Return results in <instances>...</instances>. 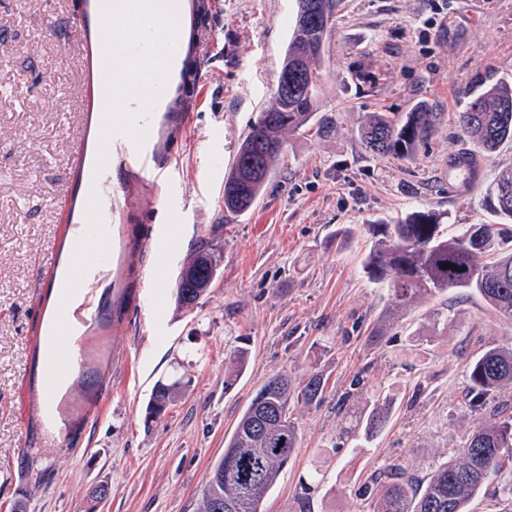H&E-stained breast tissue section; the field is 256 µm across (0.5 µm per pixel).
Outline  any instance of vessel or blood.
Instances as JSON below:
<instances>
[{
  "label": "vessel or blood",
  "instance_id": "1",
  "mask_svg": "<svg viewBox=\"0 0 512 512\" xmlns=\"http://www.w3.org/2000/svg\"><path fill=\"white\" fill-rule=\"evenodd\" d=\"M69 45L82 73L80 126L60 196L64 228L40 278L34 345L28 356L24 441L15 456L22 471L31 449L48 439H83L111 390H78L69 416L58 410V383L90 368L95 351L112 347L106 302L119 289L124 311L154 303L158 283L135 264L143 249L164 262L175 248L169 225L182 219L187 196H169L162 222L144 238L127 232L129 212L143 204V188L171 183L179 171L164 148L185 130L187 113L169 96L183 84L178 61L186 37L180 0H73ZM149 68H141L143 56ZM480 158L450 157L448 173L474 179Z\"/></svg>",
  "mask_w": 512,
  "mask_h": 512
}]
</instances>
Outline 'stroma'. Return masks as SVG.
<instances>
[{
  "instance_id": "1",
  "label": "stroma",
  "mask_w": 512,
  "mask_h": 512,
  "mask_svg": "<svg viewBox=\"0 0 512 512\" xmlns=\"http://www.w3.org/2000/svg\"><path fill=\"white\" fill-rule=\"evenodd\" d=\"M201 4L191 122L172 154L186 178H205L203 195L172 227L179 249L160 308L120 321L101 369L108 405L84 440L30 457L22 483L8 465L23 440L18 386L39 267L60 226L80 75L65 50L69 0H0V512H196L256 390L274 374L301 381L314 370L326 398L296 410L299 448L266 512H372L363 484L393 466L427 478L478 425L462 411L466 360L512 343V321L473 293L451 290L384 320L389 295L361 266L369 225L418 209L441 213L448 234L493 222L487 188L512 168V143L461 188L448 182V157L469 145L455 122L463 90L512 79V0H343L316 100L324 132L293 135L263 196L237 216L224 211V172L276 84L296 2ZM421 103L440 118L415 159L365 152L357 130L368 113ZM206 240L222 251L219 276L197 307L175 309L180 264ZM238 347L249 363L228 387ZM173 375L189 378L185 396L146 420L154 383ZM358 377L367 399L392 407L370 439L362 405L337 404ZM100 485L110 494L92 502Z\"/></svg>"
}]
</instances>
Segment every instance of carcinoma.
Masks as SVG:
<instances>
[{
    "instance_id": "1",
    "label": "carcinoma",
    "mask_w": 512,
    "mask_h": 512,
    "mask_svg": "<svg viewBox=\"0 0 512 512\" xmlns=\"http://www.w3.org/2000/svg\"><path fill=\"white\" fill-rule=\"evenodd\" d=\"M342 0H297L292 32L278 79L289 77L303 91L274 87L265 107L240 141L233 163L224 172V211H247L264 193L279 167L288 136L307 128L314 117L319 63ZM457 113L460 132L485 154L512 142V81L501 80L479 92L465 91ZM438 113L423 105L395 120L372 112L358 129L366 151L413 159L435 128ZM494 224H467L455 236L440 229L441 215L418 210L394 224H371V245L362 261L365 275L387 288L392 303L405 310L414 303L461 290L479 295L497 315L512 320V169L499 173L487 189ZM217 258L210 242L200 243L184 259L175 281V303L188 308L208 294L216 274L199 265ZM449 263L457 270L444 269ZM248 352L229 355L224 387L243 372ZM464 408L486 420L462 438L455 454L439 463L423 482L396 468L386 478L363 487L373 512H467L489 485L491 476L512 471V343L485 348L466 363ZM188 383L157 381L147 403L157 419L180 400ZM327 381L316 371L295 382L286 373L269 377L244 408L224 439V456L210 469L197 512H265L264 504L295 456L299 438L293 410L326 397ZM386 405L378 400L366 416V435L382 425Z\"/></svg>"
}]
</instances>
